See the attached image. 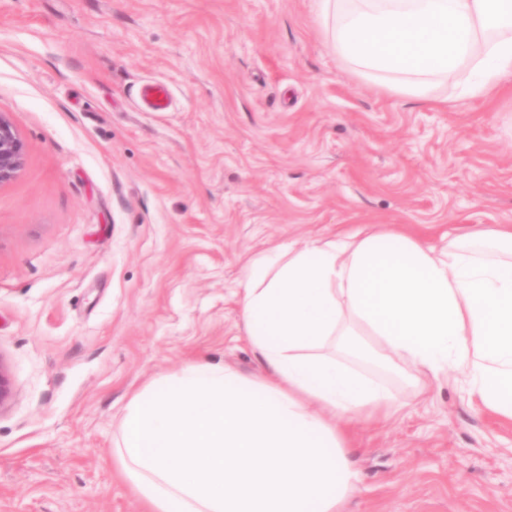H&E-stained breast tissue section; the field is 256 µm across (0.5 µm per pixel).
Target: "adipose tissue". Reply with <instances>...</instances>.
Masks as SVG:
<instances>
[{
    "instance_id": "obj_1",
    "label": "adipose tissue",
    "mask_w": 512,
    "mask_h": 512,
    "mask_svg": "<svg viewBox=\"0 0 512 512\" xmlns=\"http://www.w3.org/2000/svg\"><path fill=\"white\" fill-rule=\"evenodd\" d=\"M247 334L264 374L208 361L129 398L115 458L146 512H344L354 420L387 418L382 373L451 370L512 418V225L434 250L387 226L247 263Z\"/></svg>"
}]
</instances>
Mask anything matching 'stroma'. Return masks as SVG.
<instances>
[{"label": "stroma", "instance_id": "obj_1", "mask_svg": "<svg viewBox=\"0 0 512 512\" xmlns=\"http://www.w3.org/2000/svg\"><path fill=\"white\" fill-rule=\"evenodd\" d=\"M171 92L150 111L140 84ZM447 105L341 64L319 0H0V512H143L112 461L129 397L206 359L262 372L250 257L396 224H512V77ZM355 422L348 512H512V420L458 372ZM26 145L11 118L0 113V185L11 181L21 170Z\"/></svg>", "mask_w": 512, "mask_h": 512}]
</instances>
